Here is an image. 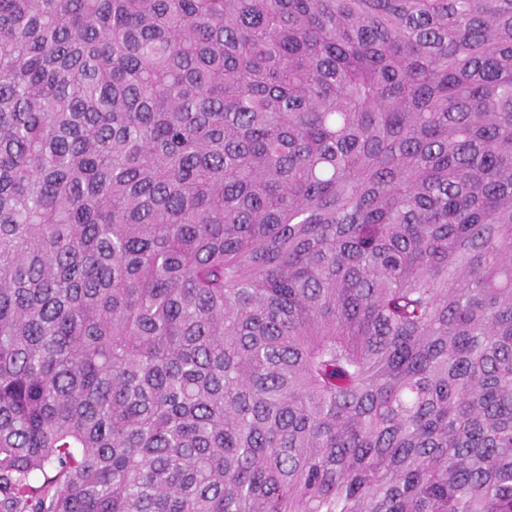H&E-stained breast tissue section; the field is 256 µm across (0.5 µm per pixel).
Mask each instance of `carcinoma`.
Listing matches in <instances>:
<instances>
[{"label": "carcinoma", "instance_id": "1", "mask_svg": "<svg viewBox=\"0 0 512 512\" xmlns=\"http://www.w3.org/2000/svg\"><path fill=\"white\" fill-rule=\"evenodd\" d=\"M0 512H512V0H0Z\"/></svg>", "mask_w": 512, "mask_h": 512}]
</instances>
